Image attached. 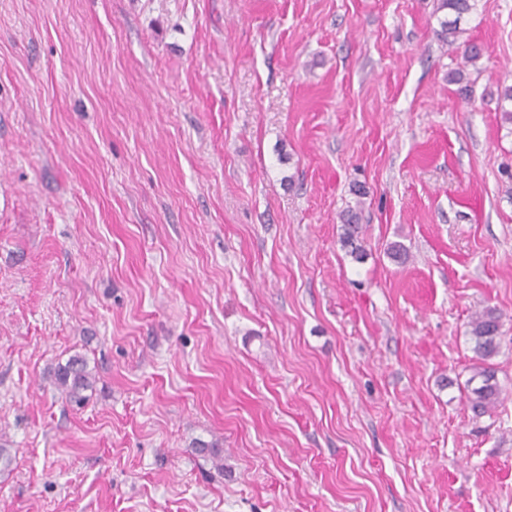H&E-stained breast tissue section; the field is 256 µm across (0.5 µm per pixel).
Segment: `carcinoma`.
<instances>
[{"label":"carcinoma","instance_id":"1","mask_svg":"<svg viewBox=\"0 0 512 512\" xmlns=\"http://www.w3.org/2000/svg\"><path fill=\"white\" fill-rule=\"evenodd\" d=\"M474 2L475 0H441L440 8L454 15V18L441 23L438 33L448 47L455 48L458 36L463 33L460 28L461 19L473 9ZM483 55L484 48L480 44L471 40L464 42L463 67L448 73V82L460 85V93L466 98L470 97V88L464 83V68L476 65ZM341 221L344 245L351 248L352 253L359 254L361 224L357 211L352 208L346 210L341 214ZM501 328V316L493 307L475 313L469 322L470 340L474 343L476 358L473 378L480 379L481 384L468 392L467 400L472 412L478 417L489 413L500 402L501 387L492 360L499 353ZM55 380L58 388L69 398L80 401L83 399V392L93 387L95 375L83 356L74 355L56 368Z\"/></svg>","mask_w":512,"mask_h":512}]
</instances>
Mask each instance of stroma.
I'll list each match as a JSON object with an SVG mask.
<instances>
[{
	"instance_id": "1",
	"label": "stroma",
	"mask_w": 512,
	"mask_h": 512,
	"mask_svg": "<svg viewBox=\"0 0 512 512\" xmlns=\"http://www.w3.org/2000/svg\"><path fill=\"white\" fill-rule=\"evenodd\" d=\"M439 5L0 0V512H512V0L467 98ZM343 227V243L346 247L351 248V254L358 256L360 247L358 246V238L361 233V224L356 210L350 208L341 214ZM469 328L477 362L474 366L472 381L480 378L481 384L468 392L467 400L474 415L481 417L500 402L501 387L491 361L499 353L501 316L495 308L486 307L471 317ZM55 380L58 388L71 400L80 401L82 393L93 387L95 375L83 356L74 355L56 368Z\"/></svg>"
}]
</instances>
